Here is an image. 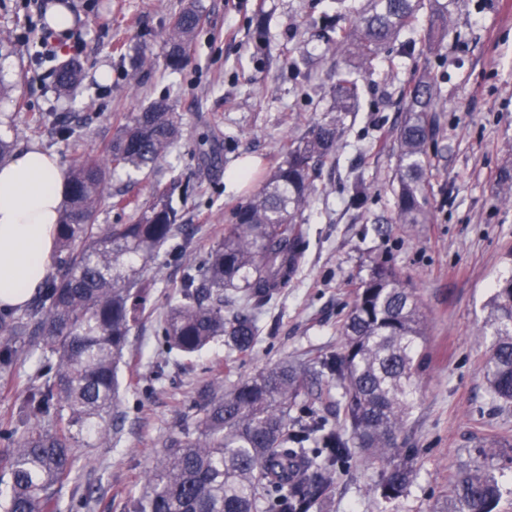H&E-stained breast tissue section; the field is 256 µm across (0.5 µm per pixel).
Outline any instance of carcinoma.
Here are the masks:
<instances>
[{"label":"carcinoma","instance_id":"obj_1","mask_svg":"<svg viewBox=\"0 0 512 512\" xmlns=\"http://www.w3.org/2000/svg\"><path fill=\"white\" fill-rule=\"evenodd\" d=\"M428 8L432 28H448L441 0H370L348 29L322 18L323 52L344 56L329 86L332 112H354L367 73ZM196 6L173 16L166 30L167 66L177 69L199 30ZM79 72L69 63L56 73L68 94ZM406 117L398 131L397 218L426 219L427 145L437 88L427 78L405 91ZM180 134L172 106L156 100L134 112L102 160L71 166L67 206L58 219L56 273L25 312L0 308V379L13 390L24 337L43 350L32 381L0 418V512H58V489L76 468L74 448L112 437L120 407L119 370L128 336L146 312L160 249L182 229L172 199L158 192L132 224H99L97 213L110 174L162 166ZM336 121H317L289 145L260 189L232 211L224 238L206 250L180 247V281L171 285L154 335L171 355L191 358L222 341L244 353L259 341L257 310L288 287L303 252L301 214L314 179L336 153ZM231 289L234 297L224 291ZM426 316L416 289L390 266L378 265L354 291L341 343L321 366L342 389L341 420L301 413L313 371L304 362H280L223 391L216 384L196 405L193 423L165 442L146 475L145 503L136 512H313L328 499L336 469L358 453L381 466L385 500L403 497L414 472L394 461L409 418L416 382L428 364ZM482 364L492 395L512 403V275L497 283ZM496 453L480 450L454 485L450 512H493L502 496Z\"/></svg>","mask_w":512,"mask_h":512}]
</instances>
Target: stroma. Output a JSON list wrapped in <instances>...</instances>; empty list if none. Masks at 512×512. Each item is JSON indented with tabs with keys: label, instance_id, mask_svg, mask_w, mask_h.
Here are the masks:
<instances>
[{
	"label": "stroma",
	"instance_id": "1",
	"mask_svg": "<svg viewBox=\"0 0 512 512\" xmlns=\"http://www.w3.org/2000/svg\"><path fill=\"white\" fill-rule=\"evenodd\" d=\"M342 2L340 27H349L367 0H196L203 14L181 68L165 65V30L189 0H59L83 41L78 57L39 59L37 40L46 15L34 0H0V32L11 48L0 54V137L15 149L30 145L54 153L63 169L102 158L119 123L164 98L179 116L181 136L166 164L116 171L113 194L147 205L169 188L192 248L224 235L231 212L246 202L283 160L284 144L313 122L336 119L341 139L323 167L301 220L306 244L288 287L259 314L262 333L251 351L229 353L223 344L191 363L162 353L152 334L165 308L169 283L179 279L176 242L160 251L161 270L150 305L128 339L121 365V420L110 444L76 448L75 476L60 488L67 512L86 488V512H131L146 472L165 440L190 423L197 394L221 382L231 387L285 360L321 362L340 345V328L354 285L375 265L394 267L416 288L427 314L429 365L408 419L404 445L415 479L407 494L381 502L380 469L360 455L340 468L331 499L314 512H436L458 473L481 448L496 449L504 493L495 512H512V403L494 399L481 365L484 326L494 283L512 275V0H447L448 30L436 46L416 30L402 32L370 75H361L358 111L331 113L329 65L287 71L284 60L311 42L321 10ZM264 26L263 45L252 33ZM151 57L136 72L131 59ZM77 60L82 77L65 96L55 71ZM433 76L441 104L428 144L423 224L397 220V134L405 119L401 91ZM67 114L75 139L58 137L53 117ZM256 180L230 185L242 161ZM368 186L363 207L351 206L356 178Z\"/></svg>",
	"mask_w": 512,
	"mask_h": 512
}]
</instances>
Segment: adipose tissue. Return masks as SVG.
Instances as JSON below:
<instances>
[{"label": "adipose tissue", "instance_id": "adipose-tissue-1", "mask_svg": "<svg viewBox=\"0 0 512 512\" xmlns=\"http://www.w3.org/2000/svg\"><path fill=\"white\" fill-rule=\"evenodd\" d=\"M67 191L57 158L30 147L0 161V306L21 307L53 270Z\"/></svg>", "mask_w": 512, "mask_h": 512}]
</instances>
